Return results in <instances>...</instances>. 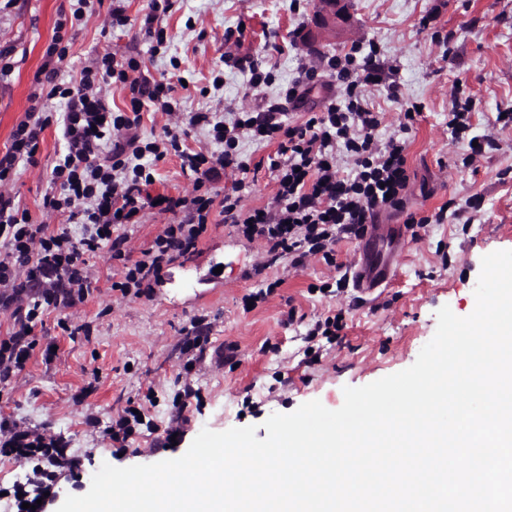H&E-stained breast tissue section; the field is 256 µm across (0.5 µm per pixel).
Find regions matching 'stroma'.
I'll return each mask as SVG.
<instances>
[{
    "instance_id": "1",
    "label": "stroma",
    "mask_w": 512,
    "mask_h": 512,
    "mask_svg": "<svg viewBox=\"0 0 512 512\" xmlns=\"http://www.w3.org/2000/svg\"><path fill=\"white\" fill-rule=\"evenodd\" d=\"M146 0H126L129 23L108 27L102 18L75 21L69 0H0V154L34 106L40 86L36 76L54 34L68 47L57 78L75 77L85 60L106 49L121 55L140 54L150 77L171 69L178 58L189 82L177 89L184 107L234 112L258 108L261 98L246 94V74L226 59L224 33L242 30L241 52L266 53L273 76L265 94L276 95L293 81L302 64L316 69L305 106L289 108L292 121L320 110L330 79L322 59L352 46L376 44L379 58L396 83L368 88L381 114L379 139L398 133L401 105L422 104L423 112L409 131L407 166L413 181L412 210L427 215L456 198L459 204L479 199L473 224H429L406 240L396 257L399 275L374 301L361 303L354 290L323 293L336 270L314 260L301 270L280 261L256 272L260 247L240 238L227 224L209 225L196 249L165 268L150 296L123 300L109 286L121 265L109 254L91 258L97 288L88 300L68 310L71 320L87 325L89 335L72 338L49 314L34 336L39 345L54 343L52 362L33 354L22 374L0 386V414L12 416L49 435L69 441V451L82 466L62 473L47 512H57L66 496L88 492L102 464L117 467L151 464L182 456L202 429L216 432L252 426L265 438V421L317 400L340 408L344 387H359L410 367L435 334L437 311L450 307L460 317L475 308L474 290L483 256L512 250V127L495 122L499 111L512 109V0H351V20L326 37L314 28L315 0H181L160 18L171 35L167 55H152L141 30ZM432 16L421 30L422 16ZM453 33L450 43L442 34ZM300 47L292 49L290 37ZM279 51L267 52L268 44ZM223 71L224 86L211 88V74ZM471 99L470 134L493 138L496 147L477 163L462 167L468 144L452 138L448 113L455 99ZM63 151L58 126L41 135L37 162L19 167L11 193L16 205L33 219L48 220L52 229H68L65 217L46 216L42 199L50 190V170ZM272 292L254 309L245 295L264 287ZM343 312L344 327L335 343L309 349L305 334L316 321ZM211 324L203 360L185 372L181 339L193 318ZM199 388L200 399L178 402L184 384ZM154 387L156 400L142 396ZM140 402L154 431H142L127 442L105 434L113 416ZM176 426L168 441V426Z\"/></svg>"
}]
</instances>
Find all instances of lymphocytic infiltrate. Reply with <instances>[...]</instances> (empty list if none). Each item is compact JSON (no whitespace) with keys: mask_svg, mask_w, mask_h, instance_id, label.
I'll use <instances>...</instances> for the list:
<instances>
[{"mask_svg":"<svg viewBox=\"0 0 512 512\" xmlns=\"http://www.w3.org/2000/svg\"><path fill=\"white\" fill-rule=\"evenodd\" d=\"M68 49L61 38L52 39L40 69L41 107L31 108L17 126L10 149L0 156V310L12 321L8 335L0 336V385H10L34 351L53 360L52 347L38 349L34 329L47 314L84 302L93 290L89 257L109 251L122 264L111 289L121 297L140 296L157 281L163 269L196 248L215 216H222L236 233L264 243L268 264L288 259L291 268L304 267L312 256L336 266V244L345 237H361L381 214L404 215L417 224L407 209L410 175L408 140L394 135L379 141L380 116L363 89L387 80L377 49L362 52L353 46L344 55L327 57L325 70L336 83L321 111L302 122L285 119L288 106H300L311 77L299 73L289 86L265 97L260 111L235 113L224 119L218 112L184 111L167 77L142 75L139 58L103 51L92 57L73 80L57 78L56 64ZM128 87L126 109H112L115 85ZM65 105L55 117L52 101ZM166 115L163 136L142 139L138 129L144 104ZM59 124L64 153L51 170L50 192L43 197L46 212L67 217L78 233L51 230L15 207L7 190L18 167L35 164L40 136ZM204 130L214 147L195 150L186 144L192 132ZM275 145L267 163L277 179V192L262 209L244 208L245 182L250 170L240 153L244 141ZM176 156L183 172L195 179V189L184 196H165L156 202L149 188L158 162ZM352 164L350 176H341L340 158ZM236 173L224 196L204 186ZM172 214L150 248L139 257L127 250L126 226L140 223L145 209ZM0 452L31 464L34 499L44 498L59 470L73 468L61 440L20 428L0 419Z\"/></svg>","mask_w":512,"mask_h":512,"instance_id":"1","label":"lymphocytic infiltrate"}]
</instances>
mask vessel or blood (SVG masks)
<instances>
[{
    "mask_svg": "<svg viewBox=\"0 0 512 512\" xmlns=\"http://www.w3.org/2000/svg\"><path fill=\"white\" fill-rule=\"evenodd\" d=\"M407 228L402 224H373L361 240L359 260L350 278L359 296L388 287L397 277L395 256L405 246Z\"/></svg>",
    "mask_w": 512,
    "mask_h": 512,
    "instance_id": "obj_1",
    "label": "vessel or blood"
}]
</instances>
